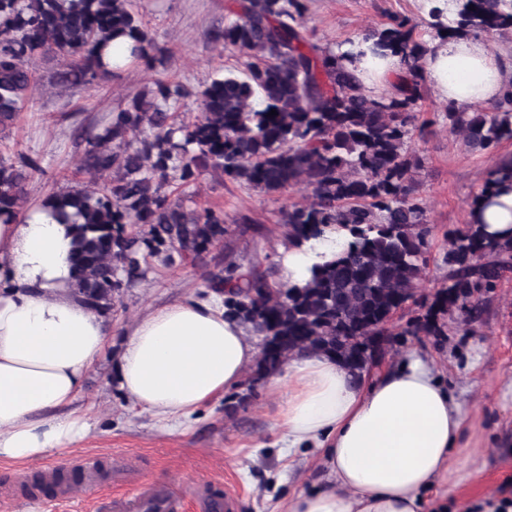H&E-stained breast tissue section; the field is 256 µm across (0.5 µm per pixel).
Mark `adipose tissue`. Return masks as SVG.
Instances as JSON below:
<instances>
[{
    "label": "adipose tissue",
    "instance_id": "obj_1",
    "mask_svg": "<svg viewBox=\"0 0 512 512\" xmlns=\"http://www.w3.org/2000/svg\"><path fill=\"white\" fill-rule=\"evenodd\" d=\"M363 86L391 81L399 56H373L354 39ZM506 60L477 38L426 43L425 74L458 109L499 101ZM473 216L489 234H512V188L478 198ZM72 229L44 209L0 223V460L29 462L71 448L91 431L77 404L88 373L112 339V324L85 305L70 261ZM336 249L335 233L288 252L284 278L297 283ZM258 355L246 325L225 316L224 297L178 299L124 332L119 389L161 420L194 414L237 387ZM271 385L282 391L276 425L292 448L319 444L327 475L290 498L284 512H421L447 481L468 414L433 362L410 352L373 378L325 355L294 356Z\"/></svg>",
    "mask_w": 512,
    "mask_h": 512
}]
</instances>
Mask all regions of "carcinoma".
I'll list each match as a JSON object with an SVG mask.
<instances>
[{
  "label": "carcinoma",
  "instance_id": "1",
  "mask_svg": "<svg viewBox=\"0 0 512 512\" xmlns=\"http://www.w3.org/2000/svg\"><path fill=\"white\" fill-rule=\"evenodd\" d=\"M307 0H238L211 41L239 53L242 68L215 72L189 88L156 80L82 134L78 172L88 182L42 200L59 224L74 227L72 268L88 306L106 309L120 290L146 277L149 259H202L227 233L224 210L176 196L209 171L265 194L302 185L304 203L280 209L288 242L297 247L327 231L348 239L301 284L273 279L270 267L247 271L229 262L206 287L224 294L228 314L261 337V351L243 382L253 391L294 355H327L360 377L379 365L404 331L393 313L418 304L416 286L433 227L418 193L422 159L410 149L422 98L425 41L407 18L364 30L373 51L401 58L391 92L368 93L355 57L312 41ZM450 25L431 11L434 38L512 32L506 0H461ZM67 57L61 82L91 87L124 67L163 55L133 0H0V133L29 101L33 65L51 52ZM199 102L193 119L184 100ZM276 111L270 115V111ZM448 131L466 148L488 154L512 140V78L502 101L469 112L449 103ZM40 166L0 157V222L23 214L26 186ZM512 184V155L496 160L479 194ZM470 221L446 232L448 275L417 331L442 334L439 321L456 311L475 321L480 294L512 273V236L497 238Z\"/></svg>",
  "mask_w": 512,
  "mask_h": 512
}]
</instances>
